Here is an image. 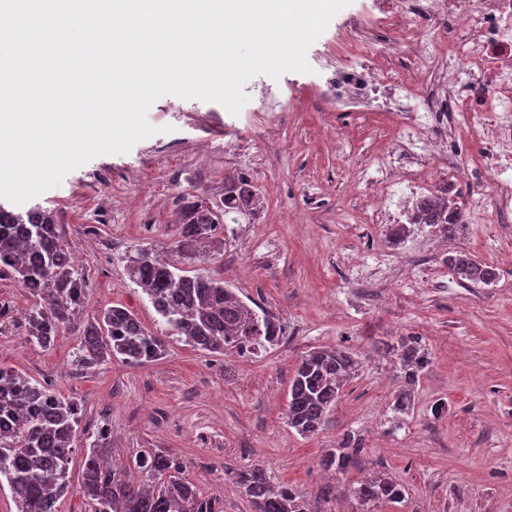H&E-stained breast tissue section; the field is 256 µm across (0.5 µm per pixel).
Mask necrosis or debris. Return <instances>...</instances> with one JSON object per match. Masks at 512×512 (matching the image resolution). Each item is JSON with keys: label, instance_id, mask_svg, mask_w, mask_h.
<instances>
[{"label": "necrosis or debris", "instance_id": "1", "mask_svg": "<svg viewBox=\"0 0 512 512\" xmlns=\"http://www.w3.org/2000/svg\"><path fill=\"white\" fill-rule=\"evenodd\" d=\"M365 29L387 30L377 51L343 44L326 85L337 110L398 121L400 136L362 171L376 224H401L414 195L456 191L481 171L472 209L512 222V0H378ZM468 138L473 151L452 153Z\"/></svg>", "mask_w": 512, "mask_h": 512}]
</instances>
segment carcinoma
<instances>
[{"label": "carcinoma", "mask_w": 512, "mask_h": 512, "mask_svg": "<svg viewBox=\"0 0 512 512\" xmlns=\"http://www.w3.org/2000/svg\"><path fill=\"white\" fill-rule=\"evenodd\" d=\"M259 196L240 175H224V197L217 204L187 201L180 208V237L161 259L155 249L133 246L124 257L129 276L147 295L163 320L167 334L148 331L127 309L112 306L99 320L81 319L88 299V280L70 256L52 216L39 209L18 213L0 205V272L14 276L31 297L25 313L30 341L51 347L60 331L81 336L77 366L94 369L113 357L132 365L161 359L167 338L175 336L204 352L225 354L248 346L266 349L282 342L285 329L263 307L253 308L224 280L197 269H184L204 260L206 248L224 244L218 233L225 219L251 213ZM420 218L429 220L447 240L457 237L463 223L460 209L447 194L426 199ZM459 284L491 286L496 269L477 257L456 253L445 259ZM399 369V388L389 422L413 409V391L427 371L430 356L419 336H403L389 345ZM356 354L346 347L311 349L301 356L290 381L288 427L303 437L317 434L326 415L336 407L343 388L358 370ZM81 403L57 395L47 385L0 366V488L8 486L16 512H58L56 503L71 486L72 442L82 420ZM109 429L98 428L84 459L79 493L90 512H224L223 502L202 492L186 475L183 459L151 448L139 451L135 467L145 475L131 481L125 472L108 466ZM362 453L349 436L326 453L321 467L343 472ZM233 484L251 503L253 512H316L309 501L289 486L275 485L257 466L231 474ZM365 506L376 502H405V487L390 477L373 476L347 489Z\"/></svg>", "instance_id": "obj_1"}]
</instances>
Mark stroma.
<instances>
[{"mask_svg":"<svg viewBox=\"0 0 512 512\" xmlns=\"http://www.w3.org/2000/svg\"><path fill=\"white\" fill-rule=\"evenodd\" d=\"M372 5L352 0L333 16L307 50L309 72L248 80L239 114L216 102L161 96L147 113L157 134L127 153L91 159L25 202L55 216L88 278L83 319L122 306L159 335L164 324L130 281L123 255L137 244L167 250L179 237L183 202H218L225 174L244 175L260 206L226 224L224 247L204 267L286 328L279 346L242 360L172 338L160 360L114 358L82 371L75 334H61L47 349L29 341V295L1 273L0 299L10 308L0 317V366L84 406L69 463L73 487L58 512H88L76 486L102 424L113 462L132 481L141 479L133 467L140 449L180 455L190 478L221 496L224 512H251L226 472L253 465L312 501L335 485L325 512H358L344 490L378 472L408 494L370 512H512V223L466 212L450 246L498 269L490 288L462 287L448 271L447 251L436 250L388 265L369 300L349 263L386 243V225L370 223L364 193L352 182L395 132L363 113L336 111L322 68L335 57L337 34L358 39L352 22ZM410 335L423 337L431 363L415 387L413 411L393 430L387 418L398 370L385 347ZM338 346L358 353L359 370L322 430L301 437L286 424L289 381L303 353ZM438 400L446 410L436 419L429 407ZM349 433L363 447L357 465L326 473L323 454Z\"/></svg>","mask_w":512,"mask_h":512,"instance_id":"35a3bbf8","label":"stroma"}]
</instances>
